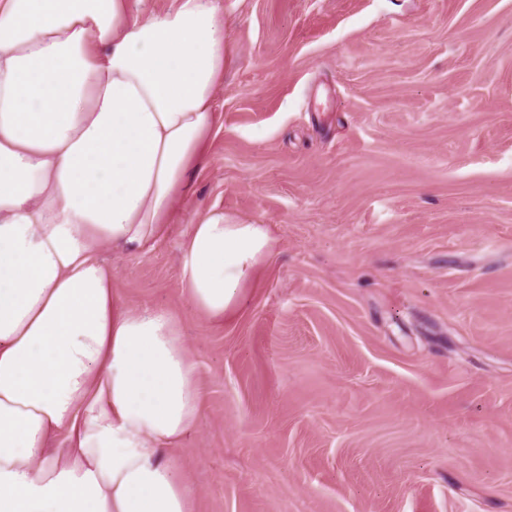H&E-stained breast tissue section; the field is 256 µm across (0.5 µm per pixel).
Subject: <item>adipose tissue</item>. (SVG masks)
I'll return each instance as SVG.
<instances>
[{
  "label": "adipose tissue",
  "mask_w": 512,
  "mask_h": 512,
  "mask_svg": "<svg viewBox=\"0 0 512 512\" xmlns=\"http://www.w3.org/2000/svg\"><path fill=\"white\" fill-rule=\"evenodd\" d=\"M224 63L217 0H0V512H193L161 451L197 422L196 366L170 312L113 295L99 252L171 223ZM275 247L208 213L186 296L223 322Z\"/></svg>",
  "instance_id": "adipose-tissue-1"
}]
</instances>
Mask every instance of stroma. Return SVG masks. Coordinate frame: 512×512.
Returning <instances> with one entry per match:
<instances>
[{
  "mask_svg": "<svg viewBox=\"0 0 512 512\" xmlns=\"http://www.w3.org/2000/svg\"><path fill=\"white\" fill-rule=\"evenodd\" d=\"M205 163L164 234L103 250L177 320L194 512H512V0H218ZM270 225L224 323L190 224Z\"/></svg>",
  "mask_w": 512,
  "mask_h": 512,
  "instance_id": "35a3bbf8",
  "label": "stroma"
}]
</instances>
